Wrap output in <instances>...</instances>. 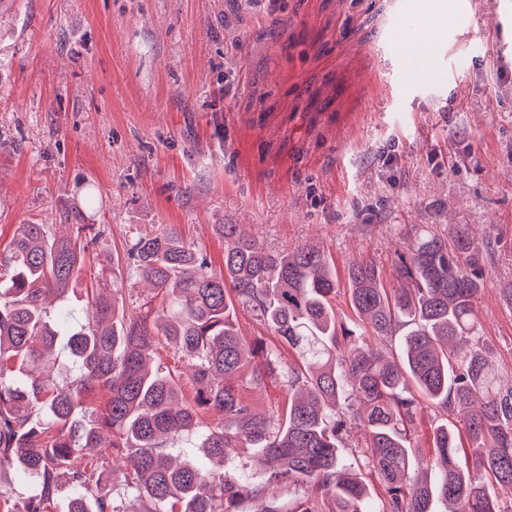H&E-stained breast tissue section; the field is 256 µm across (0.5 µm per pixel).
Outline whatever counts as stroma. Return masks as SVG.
Returning <instances> with one entry per match:
<instances>
[{
	"label": "stroma",
	"mask_w": 512,
	"mask_h": 512,
	"mask_svg": "<svg viewBox=\"0 0 512 512\" xmlns=\"http://www.w3.org/2000/svg\"><path fill=\"white\" fill-rule=\"evenodd\" d=\"M14 0L0 17V256L79 206L84 280L173 226L221 270L218 224L390 269L421 224L491 231L477 308L512 382V0ZM451 32L412 79L400 19Z\"/></svg>",
	"instance_id": "obj_1"
}]
</instances>
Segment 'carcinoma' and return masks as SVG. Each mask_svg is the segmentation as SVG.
<instances>
[{
  "instance_id": "carcinoma-1",
  "label": "carcinoma",
  "mask_w": 512,
  "mask_h": 512,
  "mask_svg": "<svg viewBox=\"0 0 512 512\" xmlns=\"http://www.w3.org/2000/svg\"><path fill=\"white\" fill-rule=\"evenodd\" d=\"M70 222L65 235L20 224L0 258V512H49L68 477V512H245L258 496L267 512H512L494 486L512 492V385L504 386L481 334L475 302L485 288L488 237L467 224H427L395 252L397 288L371 258L344 276L314 242L275 250L240 224H216L224 270L172 230L128 240L124 265L153 286L138 303L112 276V299L82 287L99 233ZM343 293L362 328L336 312ZM81 295L86 322L66 331L69 373L55 370L61 324L49 299ZM296 359L237 328L239 309ZM399 337L390 352L366 347L363 332ZM183 368L149 367L158 336ZM269 381L288 390L283 413H260L245 391ZM107 397L83 422L90 396ZM441 408L433 453L412 445L422 400ZM210 412L213 419L201 414ZM463 415L464 431L451 417ZM365 431L360 465L340 452L343 432ZM207 461L177 465L171 451L193 440ZM232 448L258 449L254 480L224 467ZM126 458L127 497L93 457ZM28 476L36 489L14 496ZM286 486L288 506L278 503Z\"/></svg>"
}]
</instances>
